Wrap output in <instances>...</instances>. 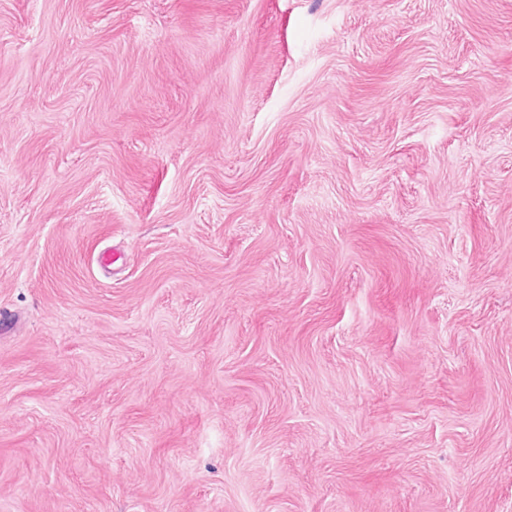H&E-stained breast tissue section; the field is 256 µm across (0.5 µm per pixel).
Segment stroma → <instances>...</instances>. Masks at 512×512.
I'll return each mask as SVG.
<instances>
[{
  "label": "stroma",
  "mask_w": 512,
  "mask_h": 512,
  "mask_svg": "<svg viewBox=\"0 0 512 512\" xmlns=\"http://www.w3.org/2000/svg\"><path fill=\"white\" fill-rule=\"evenodd\" d=\"M0 512H512V0H0Z\"/></svg>",
  "instance_id": "35a3bbf8"
}]
</instances>
